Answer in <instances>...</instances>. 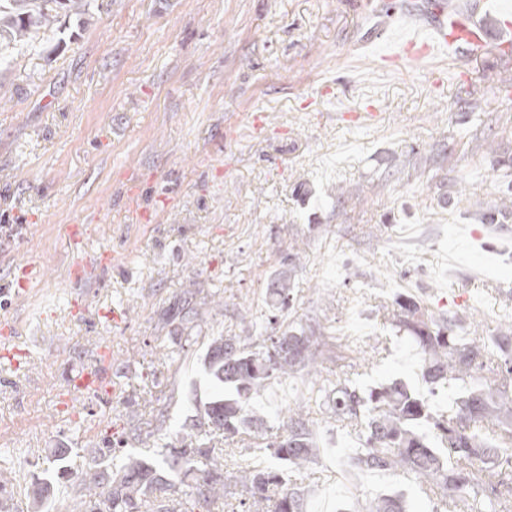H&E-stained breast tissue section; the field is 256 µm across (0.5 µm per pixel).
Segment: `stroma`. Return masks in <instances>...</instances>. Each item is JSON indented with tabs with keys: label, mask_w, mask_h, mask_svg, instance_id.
Returning <instances> with one entry per match:
<instances>
[{
	"label": "stroma",
	"mask_w": 512,
	"mask_h": 512,
	"mask_svg": "<svg viewBox=\"0 0 512 512\" xmlns=\"http://www.w3.org/2000/svg\"><path fill=\"white\" fill-rule=\"evenodd\" d=\"M405 0H98L34 34L0 64V482L26 512L23 476L48 470L43 512H65L86 451L116 437L144 452L212 396V336H257L269 286L299 249L297 327L325 326L321 379L365 389L420 382L421 355L395 336L398 295L481 311L484 336L512 305V258L484 235L497 157L512 158V53L496 48L383 68ZM360 113L357 123L343 120ZM264 116L254 128L253 116ZM153 220L142 223L140 211ZM80 224L73 243L68 227ZM109 253L112 263L94 266ZM91 263L75 281L74 262ZM39 269L23 299L12 270ZM106 360L109 389L71 378ZM303 375L252 400L277 426L306 402ZM167 414L166 432L155 429ZM317 454L303 512L406 494L402 471H361L357 435L311 410ZM65 449L63 463L50 449ZM259 444L224 449V503Z\"/></svg>",
	"instance_id": "obj_1"
}]
</instances>
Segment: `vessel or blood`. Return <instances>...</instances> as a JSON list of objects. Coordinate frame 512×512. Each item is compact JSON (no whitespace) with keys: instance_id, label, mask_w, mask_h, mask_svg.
Masks as SVG:
<instances>
[{"instance_id":"vessel-or-blood-1","label":"vessel or blood","mask_w":512,"mask_h":512,"mask_svg":"<svg viewBox=\"0 0 512 512\" xmlns=\"http://www.w3.org/2000/svg\"><path fill=\"white\" fill-rule=\"evenodd\" d=\"M405 9L412 37L390 55V63L417 62L451 49L465 59L490 43L512 47V8L504 0H473L466 12L457 11L450 0H407Z\"/></svg>"}]
</instances>
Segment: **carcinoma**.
Here are the masks:
<instances>
[{
  "label": "carcinoma",
  "instance_id": "carcinoma-1",
  "mask_svg": "<svg viewBox=\"0 0 512 512\" xmlns=\"http://www.w3.org/2000/svg\"><path fill=\"white\" fill-rule=\"evenodd\" d=\"M93 0H0V46L30 47L31 33L48 28L60 14H89ZM496 170L508 181L489 220L512 211V160L499 159ZM297 256L271 283L272 307H292L291 280ZM395 327L421 350L422 377L431 393L456 382H469L452 414L434 413L422 395L402 381L363 391L346 379L330 389H317L332 417L358 430L360 447L350 458L363 470L399 469L414 482L443 491L444 512H512V487L502 469L512 467V314L499 320L497 336L487 343L478 331L461 339L458 318L435 314L411 297L397 301ZM321 342L315 332L286 328L278 335L243 339H211L204 358L217 395L197 409V423L177 432L180 446L159 455L122 448L88 450V472L82 477L79 502L72 512H175L173 494L192 507L208 509L224 498V450L209 447L201 434L224 436L229 445L250 416L252 392L272 378L316 371ZM265 448L292 471L315 456L312 430L299 408L288 409ZM30 507L40 512L49 493L47 475L32 473ZM239 481L253 502L268 512H302L298 489L279 470L239 469ZM350 512H411L398 498H375Z\"/></svg>",
  "mask_w": 512,
  "mask_h": 512
}]
</instances>
